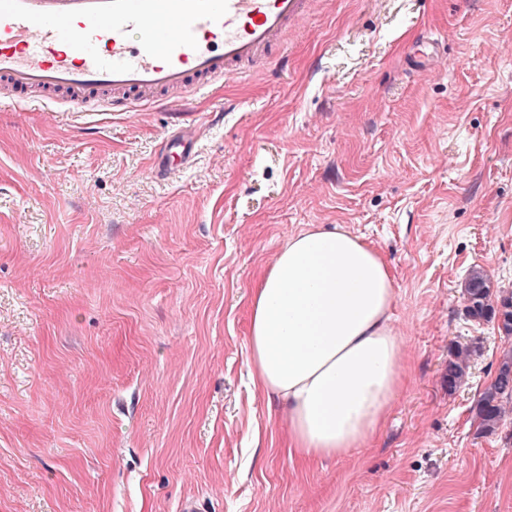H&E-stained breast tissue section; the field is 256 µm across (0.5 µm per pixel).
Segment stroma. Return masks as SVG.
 <instances>
[{
    "label": "stroma",
    "instance_id": "obj_1",
    "mask_svg": "<svg viewBox=\"0 0 512 512\" xmlns=\"http://www.w3.org/2000/svg\"><path fill=\"white\" fill-rule=\"evenodd\" d=\"M273 57L139 112L0 98V512H512V416L472 412L506 343L460 299L476 265L512 287V0H315ZM310 224L383 257L410 371L368 447L306 464L247 336ZM438 41L429 39L426 43L429 52H414L408 57L410 69L421 75H430L436 72L437 59L435 57L438 48ZM481 356V347L478 345H458L448 358L446 378L449 389H456L462 385L469 376V370L476 357Z\"/></svg>",
    "mask_w": 512,
    "mask_h": 512
}]
</instances>
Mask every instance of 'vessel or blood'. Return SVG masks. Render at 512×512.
Instances as JSON below:
<instances>
[{
	"instance_id": "vessel-or-blood-1",
	"label": "vessel or blood",
	"mask_w": 512,
	"mask_h": 512,
	"mask_svg": "<svg viewBox=\"0 0 512 512\" xmlns=\"http://www.w3.org/2000/svg\"><path fill=\"white\" fill-rule=\"evenodd\" d=\"M312 0H0V85L24 107L129 112L257 68ZM437 40L408 57L435 73Z\"/></svg>"
}]
</instances>
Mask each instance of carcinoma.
Returning a JSON list of instances; mask_svg holds the SVG:
<instances>
[{
    "mask_svg": "<svg viewBox=\"0 0 512 512\" xmlns=\"http://www.w3.org/2000/svg\"><path fill=\"white\" fill-rule=\"evenodd\" d=\"M465 315L478 322L494 321L499 335L512 340V289L494 287L489 275L479 267H473L462 286ZM481 356L478 345L457 346L448 358L446 378L448 390L462 385L469 376L475 358ZM512 401V349L500 355L495 377L476 400L473 412L481 431H496L505 416V405Z\"/></svg>",
    "mask_w": 512,
    "mask_h": 512,
    "instance_id": "cac0c4a2",
    "label": "carcinoma"
}]
</instances>
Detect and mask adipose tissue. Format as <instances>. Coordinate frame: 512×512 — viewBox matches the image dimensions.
<instances>
[{
  "label": "adipose tissue",
  "instance_id": "adipose-tissue-1",
  "mask_svg": "<svg viewBox=\"0 0 512 512\" xmlns=\"http://www.w3.org/2000/svg\"><path fill=\"white\" fill-rule=\"evenodd\" d=\"M393 278L341 229L289 237L250 294L252 380L284 406L289 448L315 461L371 443L404 383Z\"/></svg>",
  "mask_w": 512,
  "mask_h": 512
}]
</instances>
